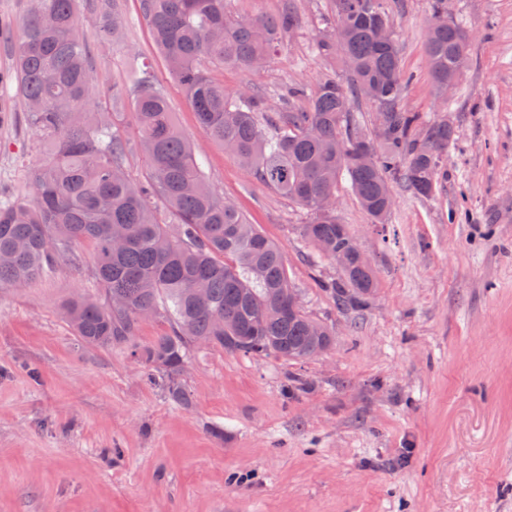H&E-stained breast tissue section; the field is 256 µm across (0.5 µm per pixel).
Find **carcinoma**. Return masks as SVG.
<instances>
[{
	"instance_id": "1",
	"label": "carcinoma",
	"mask_w": 512,
	"mask_h": 512,
	"mask_svg": "<svg viewBox=\"0 0 512 512\" xmlns=\"http://www.w3.org/2000/svg\"><path fill=\"white\" fill-rule=\"evenodd\" d=\"M138 2L202 135L247 160L260 182L307 212L301 237L347 261L325 285L336 306L365 305L377 288L375 274L356 265L357 241L336 212L322 209L323 199L345 180L372 223L384 224L393 183L434 196L453 136L448 119L426 123L401 104L406 79L398 40L378 39L380 30L392 29L390 0H331L332 20L315 50L334 58L341 40V74L322 79L311 95L301 85L288 89L275 112L247 89L225 91L210 69L250 70L270 59L300 21L296 0H282L273 16L249 19L230 16L224 0ZM444 2L433 0L426 39L430 77L441 94L448 75H460L469 61V52H458L466 29L448 23ZM87 18L102 43L120 41L130 26L121 0H25L10 43L15 92L43 139L44 158L30 169V196L0 199V287L22 288L62 265H79L89 247L100 295L65 305L76 336L95 347L129 346L151 380L182 404L189 393L179 375L194 350L294 363L325 353L312 331L329 343L334 331L293 305L297 289L281 249L212 189L149 66L125 87L93 76L94 47L81 34ZM361 90L376 110L373 140L355 115ZM128 101L133 139L110 121ZM135 150L148 171L144 184L126 173ZM159 204L176 223L161 222ZM152 319L169 331L135 344L141 324Z\"/></svg>"
}]
</instances>
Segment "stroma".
Segmentation results:
<instances>
[{
    "instance_id": "stroma-1",
    "label": "stroma",
    "mask_w": 512,
    "mask_h": 512,
    "mask_svg": "<svg viewBox=\"0 0 512 512\" xmlns=\"http://www.w3.org/2000/svg\"><path fill=\"white\" fill-rule=\"evenodd\" d=\"M301 25L261 68L213 70L277 109L333 74L314 39L330 0H296ZM471 34L448 102L425 42L431 0H392L409 76L403 106L447 116L454 140L435 196L395 185L372 223L346 183L336 214L375 268L378 288L338 309L318 284L336 264L299 235L308 215L203 138L139 17L102 45L98 72L130 83L149 63L216 192L279 245L312 317L333 344L304 364L195 351L171 401L128 348L84 344L63 314L98 291L92 261L23 288H0V512H512V0H447ZM42 157L24 117L0 124V196H24ZM306 390H298V382Z\"/></svg>"
}]
</instances>
